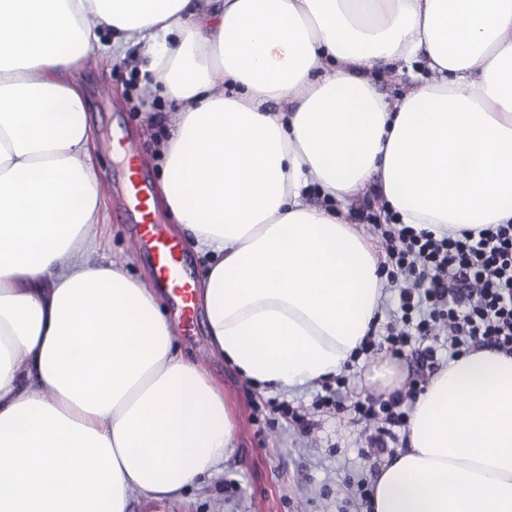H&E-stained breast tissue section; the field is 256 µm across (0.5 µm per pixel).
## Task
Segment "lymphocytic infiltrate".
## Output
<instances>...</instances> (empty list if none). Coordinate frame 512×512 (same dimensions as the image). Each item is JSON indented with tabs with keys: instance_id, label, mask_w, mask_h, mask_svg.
<instances>
[{
	"instance_id": "obj_1",
	"label": "lymphocytic infiltrate",
	"mask_w": 512,
	"mask_h": 512,
	"mask_svg": "<svg viewBox=\"0 0 512 512\" xmlns=\"http://www.w3.org/2000/svg\"><path fill=\"white\" fill-rule=\"evenodd\" d=\"M381 236L392 266L386 279L398 290V307L383 340L368 336L362 353L381 342L399 356L418 342L420 360L433 366L437 336L447 337L452 357L470 347L512 352V224L442 238L387 224ZM416 395L411 387L385 400L353 403L354 415L371 431L373 455L388 453L390 443L398 440Z\"/></svg>"
}]
</instances>
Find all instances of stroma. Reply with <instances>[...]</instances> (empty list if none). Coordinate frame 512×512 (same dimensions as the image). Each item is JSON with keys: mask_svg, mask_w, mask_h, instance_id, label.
Returning <instances> with one entry per match:
<instances>
[{"mask_svg": "<svg viewBox=\"0 0 512 512\" xmlns=\"http://www.w3.org/2000/svg\"><path fill=\"white\" fill-rule=\"evenodd\" d=\"M95 60L77 66L74 79L88 99L93 134L92 164L99 179L103 222L96 231L103 248L98 257L147 278L149 256L138 242V227L127 216L129 169H136L151 188L161 177L155 154L176 109L137 90L147 58L141 47L124 54L95 51ZM133 145V166H126L122 146ZM162 307L176 322L174 343L198 361L224 388L238 424L236 446L221 473L202 478L187 500L132 501L130 512H358L359 480H373L366 456L367 434L349 413L317 406L323 395H336L342 405L372 395L366 379L369 356L355 359L343 371L344 386L328 381L308 389L286 391L250 386L228 363L212 354L203 313L192 324L180 323L179 306L164 295ZM288 404L303 415L295 423L277 411Z\"/></svg>", "mask_w": 512, "mask_h": 512, "instance_id": "35a3bbf8", "label": "stroma"}]
</instances>
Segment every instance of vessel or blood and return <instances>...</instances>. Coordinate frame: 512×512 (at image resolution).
<instances>
[{
    "label": "vessel or blood",
    "instance_id": "1",
    "mask_svg": "<svg viewBox=\"0 0 512 512\" xmlns=\"http://www.w3.org/2000/svg\"><path fill=\"white\" fill-rule=\"evenodd\" d=\"M128 197L131 209L139 216L141 244L152 254L149 274L157 286L170 289L178 298L184 316L194 311V286L185 273L180 246L156 223L149 209V187L139 178H130Z\"/></svg>",
    "mask_w": 512,
    "mask_h": 512
}]
</instances>
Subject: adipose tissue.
<instances>
[{"label":"adipose tissue","mask_w":512,"mask_h":512,"mask_svg":"<svg viewBox=\"0 0 512 512\" xmlns=\"http://www.w3.org/2000/svg\"><path fill=\"white\" fill-rule=\"evenodd\" d=\"M104 31L176 106L159 202L207 259L212 352L252 385L333 378L377 326L359 193L437 238L512 223V0H0V512L180 501L237 442L155 288L96 258L73 70ZM381 67L411 77L396 101ZM367 378L388 397L406 374L383 354ZM373 485L368 512H512V355L449 360Z\"/></svg>","instance_id":"obj_1"}]
</instances>
